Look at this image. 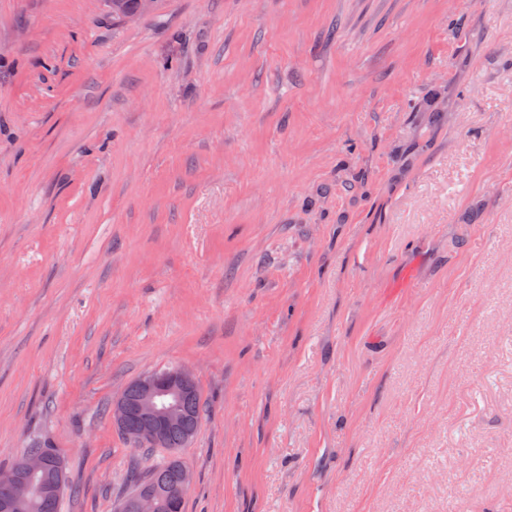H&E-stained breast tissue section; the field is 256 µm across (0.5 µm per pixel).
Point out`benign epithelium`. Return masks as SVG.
<instances>
[{
	"instance_id": "1",
	"label": "benign epithelium",
	"mask_w": 512,
	"mask_h": 512,
	"mask_svg": "<svg viewBox=\"0 0 512 512\" xmlns=\"http://www.w3.org/2000/svg\"><path fill=\"white\" fill-rule=\"evenodd\" d=\"M195 386L193 374L182 367L146 374L131 384L138 396L136 404L130 403L126 389L112 400V426L127 431L132 413H137L142 422L138 424L132 441L143 447L154 448L162 442L165 430L183 418L181 399L192 392ZM45 470L53 475L45 491L58 493L62 488V464L58 459L33 453L20 468L0 471V487L8 492V496L0 501V512H13L18 501L29 491L28 479ZM190 483V471L182 466L177 472V482L167 489L166 495L141 493L120 512H162L187 493Z\"/></svg>"
}]
</instances>
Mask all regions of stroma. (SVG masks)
I'll list each match as a JSON object with an SVG mask.
<instances>
[{"label":"stroma","instance_id":"obj_1","mask_svg":"<svg viewBox=\"0 0 512 512\" xmlns=\"http://www.w3.org/2000/svg\"><path fill=\"white\" fill-rule=\"evenodd\" d=\"M512 512V0H0V470L116 512ZM196 384L195 377L187 369L166 368L146 374L131 384L130 388H133L138 396V402L134 408L129 400V396L132 401L135 400V392L131 389L128 391V388H125L112 400V426L122 430L123 432H118L129 440L126 432L132 413L135 411L144 420L138 424L131 440L137 445L155 448L162 442L165 430L179 423L183 418L181 399L191 392L182 400V410L187 421L181 426L172 427L166 431L162 449L167 452V455L147 472L134 478L133 490L122 499L120 504L138 491L173 482L175 469L170 453L186 447V439L196 427L195 417L201 419V393ZM177 482L167 489L163 498L156 492H145L137 495L119 512H162L163 509L180 500L188 491L191 474L186 466H181L177 472Z\"/></svg>","mask_w":512,"mask_h":512}]
</instances>
